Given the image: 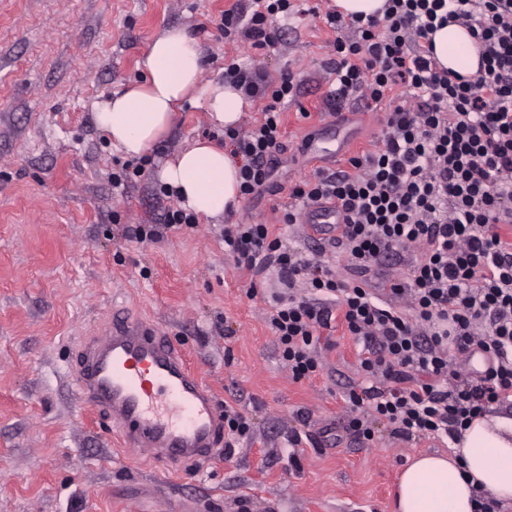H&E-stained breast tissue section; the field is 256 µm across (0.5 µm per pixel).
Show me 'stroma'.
Masks as SVG:
<instances>
[{
    "label": "stroma",
    "mask_w": 512,
    "mask_h": 512,
    "mask_svg": "<svg viewBox=\"0 0 512 512\" xmlns=\"http://www.w3.org/2000/svg\"><path fill=\"white\" fill-rule=\"evenodd\" d=\"M236 2L0 0V512H395L409 459L446 450L433 439H395L383 425L374 440H355L340 399L364 379L352 337L322 335V371L294 381L266 304L248 297L249 276L224 250L225 224L276 223L290 186L325 170L300 149L309 131L329 151L353 138L373 150L384 129L383 109L353 101L339 115L326 103V64L337 35L351 33L321 19L328 0L277 14L270 53L225 40L218 25ZM174 27L197 38L203 80L223 78L234 58L271 82L292 75L297 96L283 110L275 190L242 199L226 219L142 242L113 225L160 223L179 205L161 190L165 162L224 132L183 104L144 174L119 193L112 174L125 159L94 105L142 81L140 61ZM118 311L171 336L217 401L247 416L251 431L231 454L216 451L198 467L153 462L78 399L82 346ZM294 428L315 447L293 452Z\"/></svg>",
    "instance_id": "35a3bbf8"
}]
</instances>
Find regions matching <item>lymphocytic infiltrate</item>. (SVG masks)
Masks as SVG:
<instances>
[{"instance_id": "obj_1", "label": "lymphocytic infiltrate", "mask_w": 512, "mask_h": 512, "mask_svg": "<svg viewBox=\"0 0 512 512\" xmlns=\"http://www.w3.org/2000/svg\"><path fill=\"white\" fill-rule=\"evenodd\" d=\"M297 10L293 0H252L251 10H226L220 28L270 51L274 16ZM324 17L352 30L335 41L334 101H410L386 114L377 149L289 189L282 223H299L321 200L342 212L330 245L345 270L287 247L270 224L225 225L224 248L235 269L275 271L267 325L293 380L322 370V331L353 336L365 381L346 388L342 403L354 437L372 440L382 421L402 440L457 441L489 407L512 404V239L502 235L512 228V0H386L380 17ZM454 22L480 45L476 75L433 55V32ZM224 78L265 102L249 131L224 133L242 159L240 194L251 196L271 182L282 110L297 86L289 75L267 84L235 61ZM402 254L406 275L372 288V268ZM476 354L484 370L466 372L463 359Z\"/></svg>"}]
</instances>
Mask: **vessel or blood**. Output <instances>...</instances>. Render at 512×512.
Masks as SVG:
<instances>
[{"label": "vessel or blood", "mask_w": 512, "mask_h": 512, "mask_svg": "<svg viewBox=\"0 0 512 512\" xmlns=\"http://www.w3.org/2000/svg\"><path fill=\"white\" fill-rule=\"evenodd\" d=\"M301 221L317 238L334 237L342 218L333 202L308 206ZM81 401L103 412L130 447L154 461L208 462L224 434V415L211 390L170 337L115 315L84 349L74 377Z\"/></svg>", "instance_id": "obj_1"}]
</instances>
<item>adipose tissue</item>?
I'll return each instance as SVG.
<instances>
[{"label": "adipose tissue", "mask_w": 512, "mask_h": 512, "mask_svg": "<svg viewBox=\"0 0 512 512\" xmlns=\"http://www.w3.org/2000/svg\"><path fill=\"white\" fill-rule=\"evenodd\" d=\"M433 42L443 67L467 76L478 71L479 49L466 27L447 25ZM140 66L143 82L113 92L95 114L113 149L127 158L144 156L169 134L183 102L202 107L223 129L236 126L248 105L233 85L202 81L198 43L184 30L163 32ZM239 168L223 145L203 139L167 162L161 178L185 209L217 220L240 206ZM478 489L512 505V412L475 418L449 454L414 457L401 474L397 512H474Z\"/></svg>", "instance_id": "adipose-tissue-1"}]
</instances>
